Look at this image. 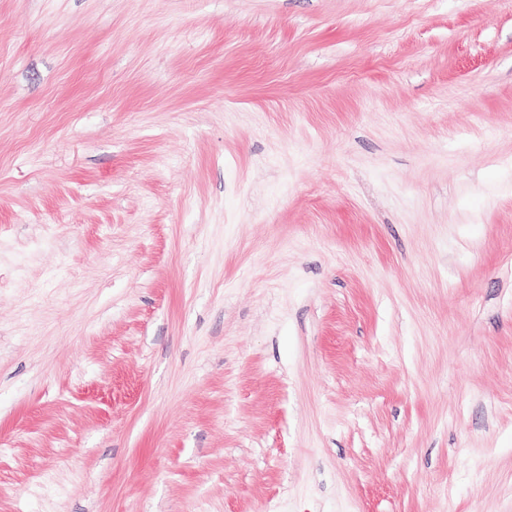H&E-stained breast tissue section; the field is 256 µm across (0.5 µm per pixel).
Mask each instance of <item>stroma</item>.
<instances>
[{"mask_svg": "<svg viewBox=\"0 0 512 512\" xmlns=\"http://www.w3.org/2000/svg\"><path fill=\"white\" fill-rule=\"evenodd\" d=\"M0 512H512V0H0Z\"/></svg>", "mask_w": 512, "mask_h": 512, "instance_id": "1", "label": "stroma"}]
</instances>
